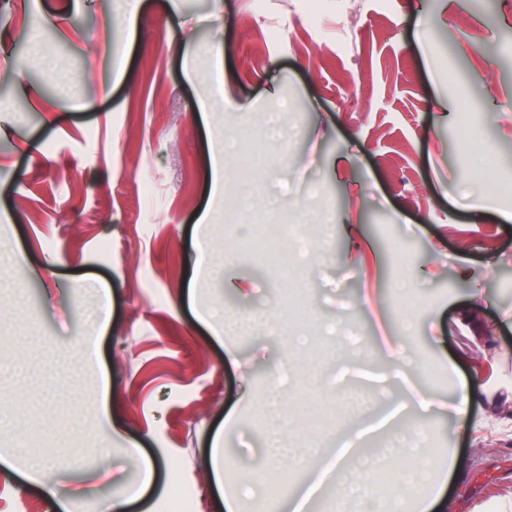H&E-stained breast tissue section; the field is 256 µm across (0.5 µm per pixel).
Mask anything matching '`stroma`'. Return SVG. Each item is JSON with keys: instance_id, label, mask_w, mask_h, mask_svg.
Returning a JSON list of instances; mask_svg holds the SVG:
<instances>
[{"instance_id": "1", "label": "stroma", "mask_w": 512, "mask_h": 512, "mask_svg": "<svg viewBox=\"0 0 512 512\" xmlns=\"http://www.w3.org/2000/svg\"><path fill=\"white\" fill-rule=\"evenodd\" d=\"M0 0V512H56L23 473L46 478L70 512H173L172 492L128 497L143 474L218 512L204 469L224 417L225 447L255 462L270 426L260 402L284 359L327 389L282 396L295 447L336 446L416 375L376 385L408 344L466 421L406 411L393 428L428 431L461 465L456 512H512V0L476 12L457 0ZM223 77L230 91L214 90ZM263 169L228 171L225 143ZM252 213L313 215L302 271L309 324L293 343L256 328L217 336L196 311L286 315L271 266L230 246ZM222 220L202 223L205 211ZM358 224L378 260L348 253ZM414 275L413 336L391 283ZM194 292H187V284ZM109 291V320L100 294ZM438 340H431V332ZM94 336L99 353L73 344ZM338 410L319 436L305 408ZM110 413L119 435L102 426ZM126 454L127 457L132 461L133 465L140 467L144 473L142 486L136 494V498H142L153 488L154 466L151 462L144 458L141 448L136 444L126 448Z\"/></svg>"}]
</instances>
